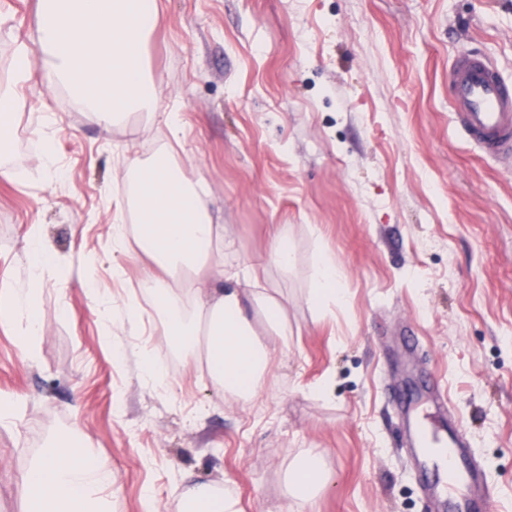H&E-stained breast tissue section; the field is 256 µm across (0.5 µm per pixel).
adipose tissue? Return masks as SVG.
<instances>
[{
  "instance_id": "1",
  "label": "adipose tissue",
  "mask_w": 512,
  "mask_h": 512,
  "mask_svg": "<svg viewBox=\"0 0 512 512\" xmlns=\"http://www.w3.org/2000/svg\"><path fill=\"white\" fill-rule=\"evenodd\" d=\"M29 49L19 44L8 81L0 82V152L13 136L12 117L18 108L17 88L29 80ZM126 169L136 176L139 222L137 243L154 263L156 272L146 281L164 313L168 331L180 345L190 371L207 372L226 392L252 398L267 374L276 351H287L290 330L279 300L256 286L263 264L246 262L233 273L224 271V227L214 223L206 182L186 177L164 162L145 163L131 155ZM230 276L234 285L202 293V277ZM194 298L191 313L179 301ZM262 315L276 346L265 344L255 329V315ZM0 320L24 330V357L35 352V337L43 328L33 316L29 293L13 290L0 300ZM317 457H298L290 473L293 495L311 498L327 484ZM111 476H104L90 461L86 444L67 442L43 454L22 483L29 512H107Z\"/></svg>"
}]
</instances>
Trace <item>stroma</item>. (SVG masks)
I'll list each match as a JSON object with an SVG mask.
<instances>
[{"instance_id":"obj_1","label":"stroma","mask_w":512,"mask_h":512,"mask_svg":"<svg viewBox=\"0 0 512 512\" xmlns=\"http://www.w3.org/2000/svg\"><path fill=\"white\" fill-rule=\"evenodd\" d=\"M36 2L0 0V76L36 40ZM156 2L143 47L156 105L102 128L35 53L0 154V297L32 287L43 326L26 361L0 321V398L22 406L0 426V512H26L22 478L69 436L111 468L109 512H144L149 497L163 512L197 484L231 491L239 512H434L389 400L430 372L492 512H512V169L473 149L448 102L459 54L485 53L512 79V0ZM131 151L208 183L225 269L266 263L292 334L251 401L185 369L142 287L151 262L112 240L115 219L135 223ZM278 232L296 256L285 272ZM323 254L344 272L329 307L310 299ZM148 357L168 360V387L147 384ZM304 454L329 475L307 501L287 483ZM287 242V237L281 234L276 235L272 250L273 262L284 271L292 268L296 261L294 250L288 246Z\"/></svg>"}]
</instances>
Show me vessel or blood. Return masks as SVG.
<instances>
[{
  "label": "vessel or blood",
  "instance_id": "obj_1",
  "mask_svg": "<svg viewBox=\"0 0 512 512\" xmlns=\"http://www.w3.org/2000/svg\"><path fill=\"white\" fill-rule=\"evenodd\" d=\"M451 108L464 137L487 158L512 160V80L481 54H464L451 66ZM425 391L436 414L422 420L413 401L398 397L407 424V457L421 490L442 512H490L484 471L472 459L468 430L448 418V403L433 384Z\"/></svg>",
  "mask_w": 512,
  "mask_h": 512
}]
</instances>
